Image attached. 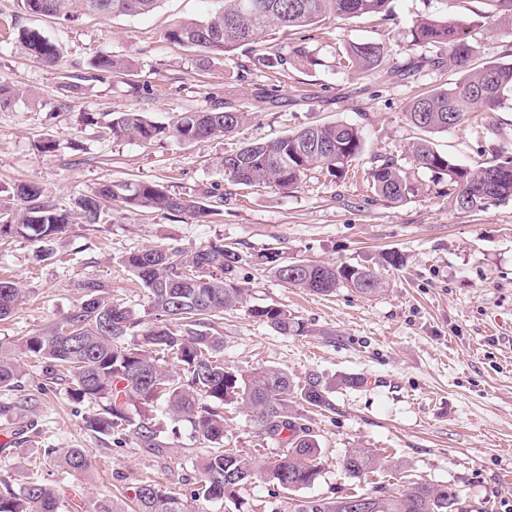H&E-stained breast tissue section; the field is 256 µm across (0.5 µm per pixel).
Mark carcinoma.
Instances as JSON below:
<instances>
[{
    "instance_id": "carcinoma-1",
    "label": "carcinoma",
    "mask_w": 512,
    "mask_h": 512,
    "mask_svg": "<svg viewBox=\"0 0 512 512\" xmlns=\"http://www.w3.org/2000/svg\"><path fill=\"white\" fill-rule=\"evenodd\" d=\"M29 14L73 20L80 14L103 17L139 16L152 12L163 0H20ZM390 0H223L222 7L201 21L174 24L164 35L170 42L198 52L199 65H207L242 46H257L277 28L317 26L326 20L388 14ZM482 18L497 15L512 19V0H485ZM411 43L421 52L420 62L431 67L448 64L461 72L452 86L424 91L405 108L412 125L425 133L411 153L416 166L448 180L455 187L452 203L464 212L481 211L492 202L512 199V156L476 168L460 165L438 151L429 139L461 124L468 108L495 112L512 101V62H491L471 67L478 53L463 25L449 19L421 17L410 30ZM19 42L40 63L55 67L57 45L37 30L19 31ZM437 48L448 51L426 55ZM387 47L381 42H357L346 51L344 68L365 74L381 67ZM133 64L111 53H97L83 73L71 76L56 99L57 112H70L86 82H131ZM244 106L222 104L199 112H179L168 123L148 119L136 108L103 114V133L114 139L152 144L175 139L184 143L233 134L248 120ZM364 151L358 126L322 123L303 126L287 135L255 141L227 153L221 161L224 177L245 187L286 191L298 187L312 170L336 179L348 177L353 161ZM369 188L380 199L398 203L411 192L407 178L391 158L371 167ZM210 192H171L156 182L104 180L70 198L67 205L52 203L44 189L21 182L8 199L0 198V237L19 236L42 244L36 259L52 254L51 243L75 224H100L105 212L147 211L187 218L206 224L218 209ZM245 263L241 253L223 242L201 249L146 246L126 254L122 266L136 276L149 303L154 322L142 331V343L127 337L141 319L128 307L112 301L105 286L95 280L77 283L82 302L45 332L24 336L15 344L0 343V389L13 391L23 375L21 359L43 364L46 379L65 380L77 402L98 405L84 418V426L97 434L120 439L132 434L138 447L162 456L169 448L162 417L169 415L190 423L198 440L215 448L198 461L200 484L191 500L241 505L240 490L256 477L276 489L299 491L314 484L320 474L318 440L307 424L303 409L332 411L331 387L317 373L302 384L272 367L244 370L224 366L223 338L211 333L224 311L246 302L239 281ZM263 263L286 286L316 295L331 296L341 287L364 296L383 290L385 284L368 265L296 260L274 253ZM23 298L22 286L0 279V321L7 319ZM250 317L276 333L301 335L306 323L281 306L253 305ZM231 407L251 418L263 441L282 448L270 465L257 471L251 457L224 448L225 409ZM61 469L75 474L90 464L87 448H68L56 460ZM348 477L362 481L383 467L382 458L365 448H349L342 459ZM450 487L427 481H410L401 490L383 493L352 492L336 498H307L294 504V512H352L347 502L363 498L367 512H457L458 495ZM188 512L184 501L151 481L143 480L124 498L96 500L67 496V489L39 478L14 486L0 478V512Z\"/></svg>"
}]
</instances>
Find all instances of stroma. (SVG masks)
<instances>
[{"instance_id":"1","label":"stroma","mask_w":512,"mask_h":512,"mask_svg":"<svg viewBox=\"0 0 512 512\" xmlns=\"http://www.w3.org/2000/svg\"><path fill=\"white\" fill-rule=\"evenodd\" d=\"M214 7V0H163L147 16L84 15L70 22L26 13L18 0H0V80L24 93L0 108V190L33 182L63 204L104 180H150L187 194L207 188L223 198L221 215L209 224L133 212L106 224L74 225L42 262L37 242L1 238L0 278L18 281L25 297L0 322V342L60 321L80 303L77 284L86 279L102 282L112 299L151 323L144 290L119 267L120 257L145 246L202 248L219 239L245 257L240 281L248 289L245 305L226 311L217 327L225 366H273L297 381L316 373L334 386L333 411L311 415L322 464L315 483L295 494L255 480L240 493L243 512H291L300 495L333 498L376 487L391 493L409 480L454 485L459 512H512V201L481 212L457 211L447 182L418 168L410 154L421 132L406 120L405 106L425 88L456 81L459 71L425 65L402 77L393 73L415 57L410 29L422 16L466 25L479 65L512 61V38L480 19L483 0H391L383 19L335 20L267 35L264 50L287 56L301 44L317 58L315 66L291 62L269 69L258 63L260 51L242 47L202 68L195 52L164 34L175 22L204 18ZM12 24L56 43L58 67L31 58L8 36ZM366 40L387 45L386 68L347 74L342 63L348 45ZM99 52L129 60L134 84L91 83L73 111L55 114L62 82ZM274 87L280 97L272 105L263 92ZM217 100L248 104L250 118L233 135L198 143L112 141L83 119L133 105L166 122ZM336 121L363 131L365 149L353 164L354 177L338 181L314 170L285 193L225 180L224 154L307 124ZM432 140L464 166L512 156V103L470 113ZM42 141L56 142L57 150L38 152ZM387 158L397 161L413 188L396 204L367 192L362 179ZM270 252L288 261L376 264L388 288L372 297L347 287L331 297L287 288L259 261ZM383 252L397 253L400 266L380 265ZM261 304L288 308L306 322L307 333L283 336L256 322L248 308ZM342 376L363 383L336 387ZM20 385L16 392L0 391V403L20 394L32 400L30 411L0 416V429L17 432L14 446L0 453V478L25 477L45 449L86 448L87 471L71 475L49 460L41 470L44 481L64 483L86 497H118L151 479L182 498L197 481L205 450L188 422L169 420L176 435L158 458L139 448L134 436L116 445L88 431L83 419L95 404L74 402L66 382L47 380L39 365L26 364ZM224 445L260 467L279 453L238 412L227 422ZM349 448L377 453L384 471L363 482L350 479L339 464Z\"/></svg>"}]
</instances>
